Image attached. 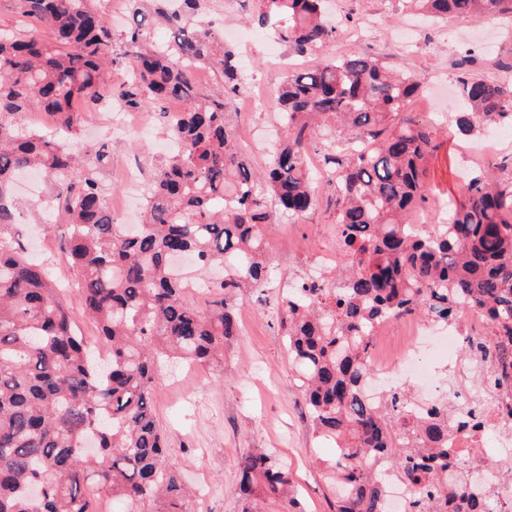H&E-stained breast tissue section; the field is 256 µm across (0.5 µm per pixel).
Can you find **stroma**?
Here are the masks:
<instances>
[{"label": "stroma", "instance_id": "obj_1", "mask_svg": "<svg viewBox=\"0 0 512 512\" xmlns=\"http://www.w3.org/2000/svg\"><path fill=\"white\" fill-rule=\"evenodd\" d=\"M338 30L335 43L300 58L309 66L324 57L351 52L376 56L397 74H410L425 88L407 108L411 117L429 122L434 148L428 158L426 201L422 212L432 223L449 218V201L463 200L468 178L492 174L512 176V138L496 152L468 164L465 147L476 133H461L456 125L460 109L443 105L426 112V91L439 80L453 81L461 73L483 79L512 81V19L491 22L469 16L437 23L410 14L407 0H333ZM213 27L236 24L251 30L252 41L236 45L237 58L246 60L257 87L276 88L285 69L270 64L269 39L246 14L212 12ZM411 24L413 53L394 56L388 51L403 24ZM498 45L497 56L486 55L484 39ZM279 108L275 98L256 103L252 111L230 114L241 143L268 135ZM56 180L45 177L36 193H17L19 213L11 233L30 255L52 265L56 276H68L63 261V230L48 223L42 200L55 191ZM336 214L326 183L318 185L316 207L299 219L281 217L266 238L273 259L269 270L270 300L280 299L290 282L306 277L316 255L336 248ZM240 334L224 355L223 366L173 363L163 366L155 380L154 410L170 448L169 466L181 473L193 490L191 512H244L247 503L237 492L238 460L252 449H266L288 466L294 480L293 498L299 512H331V484L322 463L335 446L314 435L297 387L295 369L273 311L264 309L253 292H245L237 306Z\"/></svg>", "mask_w": 512, "mask_h": 512}]
</instances>
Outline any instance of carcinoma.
<instances>
[{"mask_svg":"<svg viewBox=\"0 0 512 512\" xmlns=\"http://www.w3.org/2000/svg\"><path fill=\"white\" fill-rule=\"evenodd\" d=\"M12 2L25 29L0 31V512H98L99 495L123 512H190L155 419V377L165 358L224 355L239 336L245 289L269 304L265 237L277 215L299 219L316 204L307 165L316 147L330 149L336 240L348 261L332 281L307 276L274 309L313 431L336 443L326 465L335 512H387L374 460L413 488L406 512H488L472 472L493 473L496 461L475 466L448 448L460 429L481 428L482 402L417 407L393 389L375 403L366 386L375 328L406 315L452 324L463 305L499 337L491 351L467 343V360L490 364L499 385L512 382V177L473 178L448 223L410 224L433 148L430 126L405 113L420 83L357 53L288 74L275 91L284 134L261 173L226 112L243 86L234 52L199 20L215 0H153L150 12L126 0L134 27L119 52L95 0ZM327 2L251 0L259 24L300 57L336 38ZM411 2L437 19L512 16V0ZM160 27L171 41L152 40ZM198 64L222 81L199 85ZM116 67L127 71L119 85ZM458 89L464 130L512 124V83L463 74ZM76 103L155 112L176 143L152 167L133 234L114 223L101 183L109 145L81 144ZM36 109L66 136L3 122ZM351 130L359 140L339 157L333 145ZM33 169L56 177L55 199L74 226L66 259L111 353L104 363L77 334L50 269L6 235L16 223L13 181ZM176 255L201 270L227 266L207 308L185 297ZM238 469L243 499L292 502L288 468L267 451L243 454Z\"/></svg>","mask_w":512,"mask_h":512,"instance_id":"cac0c4a2","label":"carcinoma"}]
</instances>
